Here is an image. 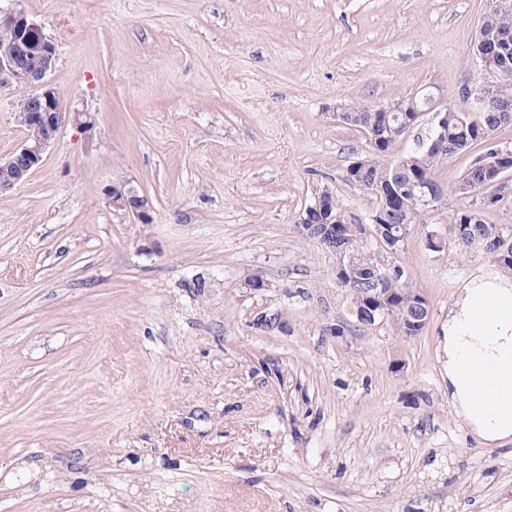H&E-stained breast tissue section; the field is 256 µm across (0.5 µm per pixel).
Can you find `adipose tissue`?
I'll return each instance as SVG.
<instances>
[{"label":"adipose tissue","instance_id":"1","mask_svg":"<svg viewBox=\"0 0 512 512\" xmlns=\"http://www.w3.org/2000/svg\"><path fill=\"white\" fill-rule=\"evenodd\" d=\"M448 394L480 445L512 442V278L474 276L448 309ZM493 370L499 385L478 386L468 372Z\"/></svg>","mask_w":512,"mask_h":512}]
</instances>
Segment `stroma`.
Segmentation results:
<instances>
[{
    "mask_svg": "<svg viewBox=\"0 0 512 512\" xmlns=\"http://www.w3.org/2000/svg\"><path fill=\"white\" fill-rule=\"evenodd\" d=\"M57 45L65 124L0 195V512H512V443L448 395V308L486 254L447 232L468 165L397 261L420 336L356 322L296 225L315 184L348 213L368 151L342 104L437 85L459 101L484 0H0ZM0 86V158L24 133ZM146 195L154 220L107 204ZM259 279L263 288H249ZM107 201L113 209L133 217L136 223L153 222V208L149 199L130 184L112 185Z\"/></svg>",
    "mask_w": 512,
    "mask_h": 512,
    "instance_id": "1",
    "label": "stroma"
}]
</instances>
